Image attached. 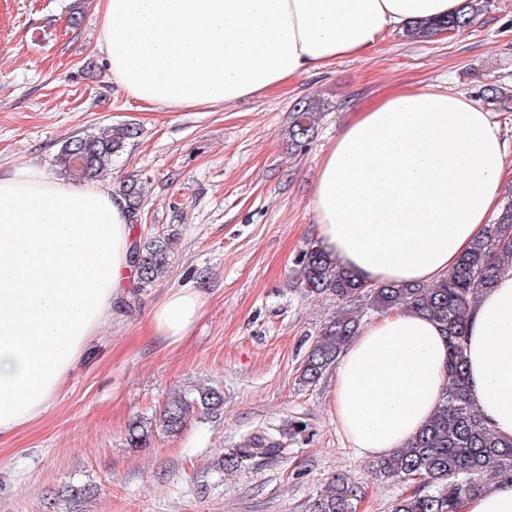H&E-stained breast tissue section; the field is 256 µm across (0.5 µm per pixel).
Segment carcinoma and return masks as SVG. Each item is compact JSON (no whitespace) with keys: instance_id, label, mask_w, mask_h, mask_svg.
I'll use <instances>...</instances> for the list:
<instances>
[{"instance_id":"obj_1","label":"carcinoma","mask_w":512,"mask_h":512,"mask_svg":"<svg viewBox=\"0 0 512 512\" xmlns=\"http://www.w3.org/2000/svg\"><path fill=\"white\" fill-rule=\"evenodd\" d=\"M487 0H466L464 9L448 17L410 23L403 36L428 41L441 34H462L485 11ZM325 104L312 96L297 101L289 116L290 147H307L325 117ZM140 134L128 124H112L98 133L70 137L54 158L67 176L82 182L98 181L106 175L112 158ZM131 218L143 204L137 180L123 186ZM170 239L155 237L144 245L134 244L132 264L139 287L146 288L170 268ZM295 285L307 297H330L337 309L320 325L317 335L300 366L298 382L311 387L323 378L336 355L355 336L364 315L405 308L438 323L448 336V389L442 403L419 435L405 448L377 460L372 474L405 487L396 498L392 512H461L463 501L481 491L483 481L512 474V441L499 439L481 420L466 395L465 325L469 305L479 291L494 286L501 271L512 268V186L495 222L472 244L448 277L428 285L365 286L344 271L336 259L317 242L310 240L296 260ZM223 405L215 389L180 393L166 403L160 414L161 427L177 433L197 412H217ZM301 422L293 421L277 433L252 434L229 449L218 461L226 472L249 466L255 459L274 460L288 452L286 442L303 432ZM155 424L150 419L132 422L127 431L131 448H144L152 440ZM355 486L336 477L313 495L306 512H355ZM98 494L93 484L64 487L55 501L71 510L78 503Z\"/></svg>"}]
</instances>
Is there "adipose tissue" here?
<instances>
[{"label":"adipose tissue","instance_id":"1","mask_svg":"<svg viewBox=\"0 0 512 512\" xmlns=\"http://www.w3.org/2000/svg\"><path fill=\"white\" fill-rule=\"evenodd\" d=\"M463 0H103L99 48L135 98L227 105L363 55L388 30L457 13ZM499 125L464 93L407 89L358 113L322 157L317 239L366 284H432L486 230L506 177ZM123 199L63 185L36 166L0 176V436L53 405L136 277ZM193 288L169 292L149 330L184 341L202 315ZM468 399L512 440V269L469 308ZM448 341L395 309L336 359L332 409L358 457L406 446L443 398Z\"/></svg>","mask_w":512,"mask_h":512}]
</instances>
